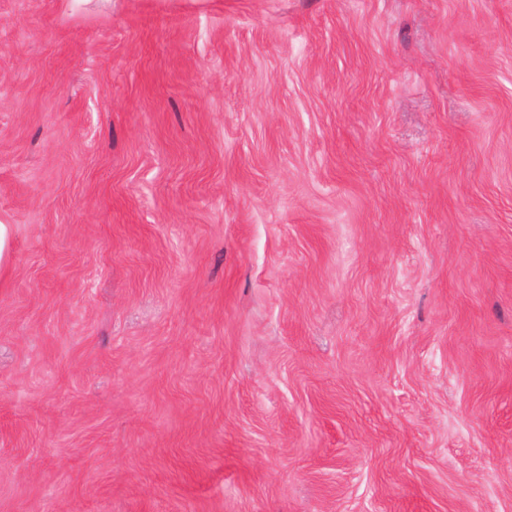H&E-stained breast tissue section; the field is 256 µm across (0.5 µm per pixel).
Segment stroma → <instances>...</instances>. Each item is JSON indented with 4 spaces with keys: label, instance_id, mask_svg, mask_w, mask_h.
I'll list each match as a JSON object with an SVG mask.
<instances>
[{
    "label": "stroma",
    "instance_id": "1",
    "mask_svg": "<svg viewBox=\"0 0 512 512\" xmlns=\"http://www.w3.org/2000/svg\"><path fill=\"white\" fill-rule=\"evenodd\" d=\"M0 512H512V0H0Z\"/></svg>",
    "mask_w": 512,
    "mask_h": 512
}]
</instances>
